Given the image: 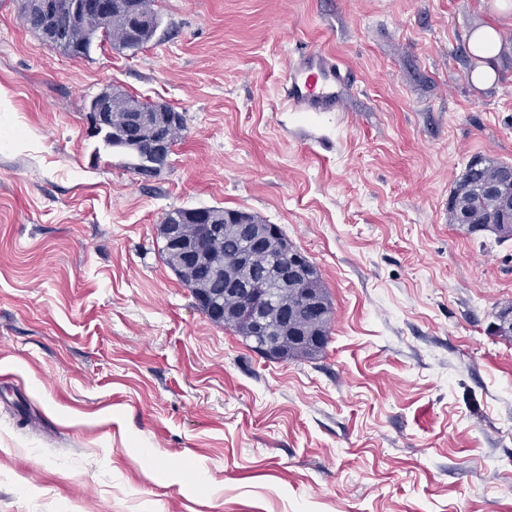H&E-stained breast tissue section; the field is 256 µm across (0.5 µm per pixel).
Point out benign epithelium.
Returning <instances> with one entry per match:
<instances>
[{
    "mask_svg": "<svg viewBox=\"0 0 512 512\" xmlns=\"http://www.w3.org/2000/svg\"><path fill=\"white\" fill-rule=\"evenodd\" d=\"M115 6L129 14L132 20L131 35L140 39L146 23L140 18L136 0H31L23 22L28 26L36 15L59 14L66 16L71 26L79 25L90 15L110 23ZM87 119L92 127L112 120V90L106 89L92 100ZM182 120V114L170 105L163 104L158 113L151 114L140 109L137 102H129L126 129L137 134L146 130L150 132L149 139L141 145L144 163L139 169L140 174L150 175L164 165L171 151L169 129ZM193 219L197 225L195 236L186 237L180 225L170 224L166 231L168 243L176 253L206 256L221 233V213L196 211ZM259 254L265 256L266 268L270 271L263 285L252 282L250 278L254 258ZM236 266L238 276L229 282L233 304L224 309V319L245 325L251 335L263 340L266 347H277L275 335H288L291 324L288 303L280 299L272 300L269 290H274L279 296L290 288H299L308 311L314 314L323 312L321 301L306 291L307 281L319 273L318 268L306 254L281 237L276 225L255 224L251 227L248 248L237 256Z\"/></svg>",
    "mask_w": 512,
    "mask_h": 512,
    "instance_id": "7a95c632",
    "label": "benign epithelium"
}]
</instances>
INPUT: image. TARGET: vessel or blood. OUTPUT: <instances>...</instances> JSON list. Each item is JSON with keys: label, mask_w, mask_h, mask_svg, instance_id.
<instances>
[{"label": "vessel or blood", "mask_w": 512, "mask_h": 512, "mask_svg": "<svg viewBox=\"0 0 512 512\" xmlns=\"http://www.w3.org/2000/svg\"><path fill=\"white\" fill-rule=\"evenodd\" d=\"M352 90L347 70L334 57L311 51L290 61L283 100L297 112H341Z\"/></svg>", "instance_id": "b4317fda"}]
</instances>
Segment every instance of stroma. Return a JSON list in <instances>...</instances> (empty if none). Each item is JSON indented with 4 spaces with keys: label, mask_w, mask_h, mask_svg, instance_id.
I'll use <instances>...</instances> for the list:
<instances>
[{
    "label": "stroma",
    "mask_w": 512,
    "mask_h": 512,
    "mask_svg": "<svg viewBox=\"0 0 512 512\" xmlns=\"http://www.w3.org/2000/svg\"><path fill=\"white\" fill-rule=\"evenodd\" d=\"M493 3L154 0L144 49L77 59L0 0V512H512V240L448 213L470 159L512 165V24L471 78ZM314 48L346 111L284 103ZM112 87L184 115L152 176L88 133ZM211 206L317 265L321 354L196 308L159 226ZM469 44L471 52L479 58V63L471 74L472 80L478 84L492 83L496 73L490 62L502 50L497 24H489L474 32Z\"/></svg>",
    "instance_id": "obj_1"
}]
</instances>
